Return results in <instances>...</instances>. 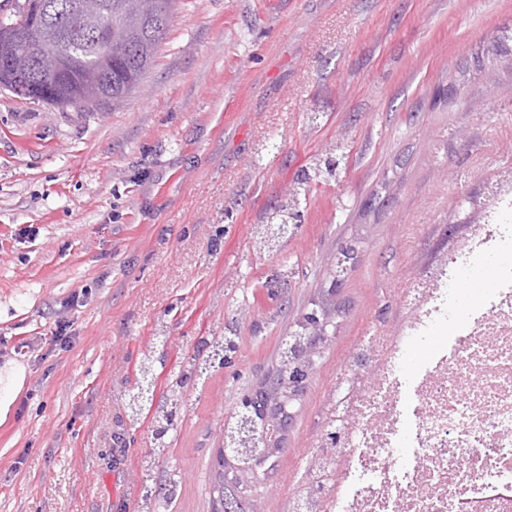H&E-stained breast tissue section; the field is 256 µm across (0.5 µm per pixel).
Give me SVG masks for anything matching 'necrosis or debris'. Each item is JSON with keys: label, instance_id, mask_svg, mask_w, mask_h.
Returning a JSON list of instances; mask_svg holds the SVG:
<instances>
[{"label": "necrosis or debris", "instance_id": "necrosis-or-debris-1", "mask_svg": "<svg viewBox=\"0 0 512 512\" xmlns=\"http://www.w3.org/2000/svg\"><path fill=\"white\" fill-rule=\"evenodd\" d=\"M485 270L488 288L464 295ZM400 304L363 339L305 512H512V177Z\"/></svg>", "mask_w": 512, "mask_h": 512}]
</instances>
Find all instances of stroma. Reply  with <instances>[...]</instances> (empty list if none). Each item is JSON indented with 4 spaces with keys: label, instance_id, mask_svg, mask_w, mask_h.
<instances>
[{
    "label": "stroma",
    "instance_id": "1",
    "mask_svg": "<svg viewBox=\"0 0 512 512\" xmlns=\"http://www.w3.org/2000/svg\"><path fill=\"white\" fill-rule=\"evenodd\" d=\"M512 0H180L145 89L96 112L0 89V512H139L156 401L206 336L237 349L189 385L160 483L212 512L224 423L304 313L336 309L250 512H289L363 336L397 318L512 172ZM306 198L280 246L257 225ZM66 325L67 344L54 339ZM167 344H160V337Z\"/></svg>",
    "mask_w": 512,
    "mask_h": 512
}]
</instances>
